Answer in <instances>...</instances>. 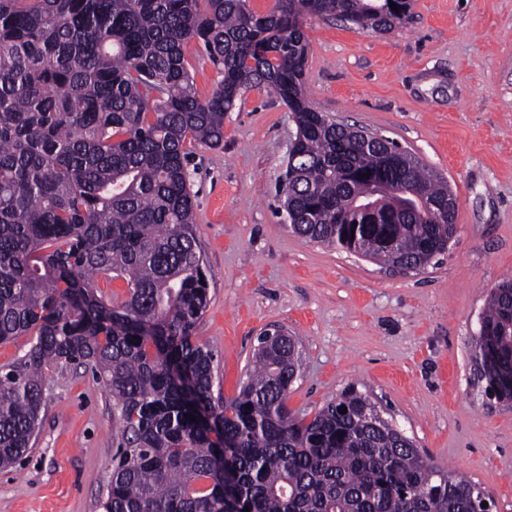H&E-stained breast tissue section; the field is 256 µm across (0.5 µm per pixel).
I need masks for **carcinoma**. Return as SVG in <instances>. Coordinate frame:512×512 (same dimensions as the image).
<instances>
[{
    "label": "carcinoma",
    "mask_w": 512,
    "mask_h": 512,
    "mask_svg": "<svg viewBox=\"0 0 512 512\" xmlns=\"http://www.w3.org/2000/svg\"><path fill=\"white\" fill-rule=\"evenodd\" d=\"M396 4L393 11L389 3ZM410 0H0V469L33 445L46 370L80 365L112 396L121 446L103 512H479L481 487L428 464L350 389L311 419L288 409L293 341L262 336L238 394L215 406L214 354L194 341L209 304L188 147L224 143V113L253 85L297 124L291 230L380 264L426 265L455 227L448 184L406 154L325 121L306 97L304 19L389 32ZM217 66L200 100L183 46ZM374 185L386 224L355 220ZM426 204L408 211L398 191ZM127 276L129 296L98 293ZM496 397L512 398V280L490 292L476 340ZM344 406L347 412L338 408ZM196 420H190V416Z\"/></svg>",
    "instance_id": "obj_1"
}]
</instances>
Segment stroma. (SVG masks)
<instances>
[{"mask_svg": "<svg viewBox=\"0 0 512 512\" xmlns=\"http://www.w3.org/2000/svg\"><path fill=\"white\" fill-rule=\"evenodd\" d=\"M304 84L337 123L394 141L457 199L447 254L409 272L295 236L279 185L296 134L267 87L224 115V145L188 164L209 307L195 337L215 355V402L237 394L258 338L301 353L288 408L313 417L348 388L369 397L433 465L512 512V401L490 396L476 350L489 292L512 276V0H411L389 33L307 19ZM200 99L220 76L194 41ZM32 450L0 472V512H102L118 445L112 397L81 366L51 368Z\"/></svg>", "mask_w": 512, "mask_h": 512, "instance_id": "1", "label": "stroma"}]
</instances>
